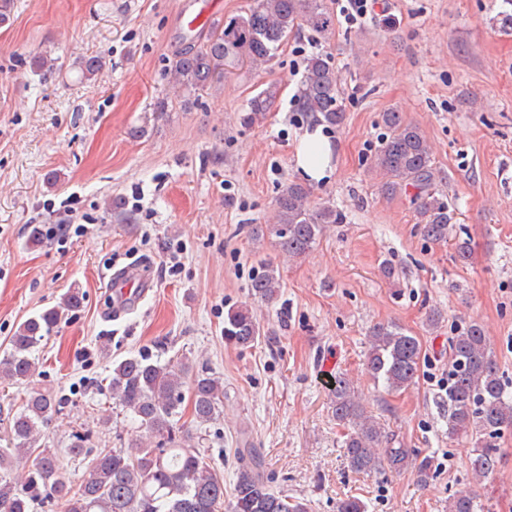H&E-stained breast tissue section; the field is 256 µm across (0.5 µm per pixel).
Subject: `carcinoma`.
Here are the masks:
<instances>
[{
    "label": "carcinoma",
    "instance_id": "carcinoma-1",
    "mask_svg": "<svg viewBox=\"0 0 512 512\" xmlns=\"http://www.w3.org/2000/svg\"><path fill=\"white\" fill-rule=\"evenodd\" d=\"M307 28L326 36L334 19L325 0H253L242 14L224 18L199 45L176 55L169 64L172 79L187 94L204 90L224 77V67H261L288 42V37ZM83 77L94 79L104 68L100 55L80 58ZM341 79L330 57L314 53L305 60L301 88L304 111L331 126L344 120L339 104ZM271 95L254 97L241 124L253 126L265 118ZM386 136L376 150L372 165L382 173V189L391 195L412 188V203L419 216L422 236L445 243L454 219V209L435 185L431 147L419 126L403 113L382 114ZM309 191L298 183L283 187L274 205L273 219L254 228L258 238L275 242L290 258L308 254L327 224L342 222V213L332 205L312 209ZM281 286L273 263H263L249 284L254 301L271 304ZM83 304L81 288L69 289L59 305L24 320L10 340L6 357L0 360V381L28 384L33 380L38 358L35 352L57 328L63 311ZM262 330L250 306L241 303L224 314V343L235 348L253 346ZM367 365L375 383L387 391L413 384L420 375L422 345L401 325L377 324L369 332ZM448 437L476 436L478 447L470 458L479 479L493 475L500 462V449L492 439L512 430V394L499 375L484 328L472 322L449 342ZM107 392L131 412L137 435L124 448L100 451L88 463L81 479L72 486L63 480L58 455L48 448L33 459L42 427L59 406L49 392L31 389L9 419L7 446L0 450V512H308V505L272 491L263 476L264 461L253 448L237 449L240 466L229 502H224V480L211 465L193 434L179 425L182 405L190 399L192 419L198 426L213 421L224 405V385L206 371L191 373L189 358L163 364L143 356L111 362ZM332 412L337 424L347 429L343 446L348 468L369 476L382 468L416 471L425 482L431 460L418 459L410 448L392 443L388 433L367 414L350 380L336 378L331 390ZM89 436L72 435L68 453L73 458L91 452ZM448 512H483L474 492L461 490L448 502Z\"/></svg>",
    "mask_w": 512,
    "mask_h": 512
}]
</instances>
